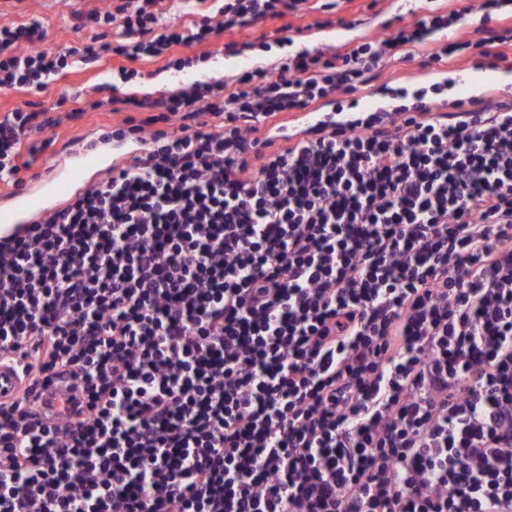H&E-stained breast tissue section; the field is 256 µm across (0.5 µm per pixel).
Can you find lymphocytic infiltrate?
<instances>
[{
	"mask_svg": "<svg viewBox=\"0 0 512 512\" xmlns=\"http://www.w3.org/2000/svg\"><path fill=\"white\" fill-rule=\"evenodd\" d=\"M166 0L85 17L121 40L42 48L0 25V92L41 90L101 53L176 48L304 10ZM506 0L429 13L234 82L131 99L144 142L40 222L0 241V358L24 373L0 402V512H512V102L451 112L417 95L388 116L297 132L426 50L504 62ZM0 113V185L22 188L49 131L79 120Z\"/></svg>",
	"mask_w": 512,
	"mask_h": 512,
	"instance_id": "obj_1",
	"label": "lymphocytic infiltrate"
}]
</instances>
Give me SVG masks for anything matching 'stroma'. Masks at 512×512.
Masks as SVG:
<instances>
[{
	"mask_svg": "<svg viewBox=\"0 0 512 512\" xmlns=\"http://www.w3.org/2000/svg\"><path fill=\"white\" fill-rule=\"evenodd\" d=\"M56 2L55 9L51 10L45 0H0V24H20L28 22L31 17H38L44 26V47L56 50L86 39L88 31L82 28L80 15L107 5V0H83L78 11L74 12L68 5L69 0ZM401 12L399 0H340L330 14L308 9L297 17L290 15L283 21L269 20L234 33V40L244 45L243 52L235 56L225 55L224 41L217 38L207 46L196 45L187 49L186 54L190 57L204 50L211 51L212 56L207 62L182 72L163 69L158 61L138 63V70L148 74L144 80H121L117 72L122 64L121 59L107 55L93 67L61 74L42 92L14 90L0 93V113L17 107L26 109L35 103L46 107L58 103L66 112L77 106L85 108L82 119L57 129L54 151L60 154L74 138H96L119 122V115L92 109L93 101L110 95L120 100L155 98L196 80L210 77L232 80L252 67L276 63L294 50L335 48L359 33L378 34L385 22ZM350 20L355 21V28H347L346 23ZM286 23L303 30L300 39L291 46L280 42L279 29ZM456 67L471 71L472 82L466 88L457 86L448 89L449 100L476 97L490 90L505 98L512 96V82L505 84L501 81L503 75H512V66L487 70L479 66L475 58L465 57L457 62ZM440 72V66L428 63L423 55L410 60L391 59L384 65L386 77H391L398 85L410 81L426 86L433 83Z\"/></svg>",
	"mask_w": 512,
	"mask_h": 512,
	"instance_id": "35a3bbf8",
	"label": "stroma"
}]
</instances>
